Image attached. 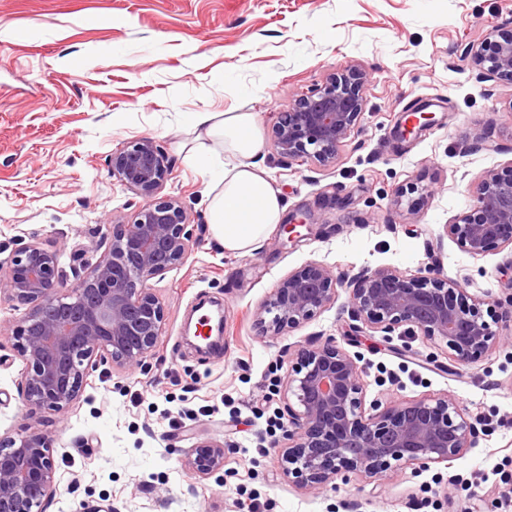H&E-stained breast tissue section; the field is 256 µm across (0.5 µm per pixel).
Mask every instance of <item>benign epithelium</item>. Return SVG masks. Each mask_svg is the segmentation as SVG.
<instances>
[{
  "label": "benign epithelium",
  "mask_w": 512,
  "mask_h": 512,
  "mask_svg": "<svg viewBox=\"0 0 512 512\" xmlns=\"http://www.w3.org/2000/svg\"><path fill=\"white\" fill-rule=\"evenodd\" d=\"M465 57L481 78L512 81V37L483 40ZM366 76L333 73L312 94L295 100L273 130L280 158L335 162L365 99ZM434 123L428 112H412L399 127L405 139ZM168 161L150 138L131 141L112 153V177L149 197L127 223L112 224L109 252L66 292L61 252L30 242L0 259V296L26 307L12 331L13 351L23 363L18 381L32 415L65 416L75 409L90 370L111 364L129 374L145 366L166 325L164 304L150 281L180 266L197 241L184 203L150 199L168 180ZM443 235L471 256L512 248V164L487 173L477 184L470 211L443 227ZM347 294L357 329L386 336L396 330L445 344L456 367H469L512 341L496 326L512 324V277L505 300L485 302L457 279L432 265L415 273L395 268L364 269L340 277L312 261L284 277L256 311L266 335L281 336L314 319ZM272 315L266 319L265 315ZM224 315L204 331V344L185 334L198 351L223 339ZM286 403L280 458L282 472L297 484L320 490L345 472L379 478L414 466L426 469L478 445L480 431L455 399L389 397L365 405L357 359L334 340L308 341L296 352L282 381ZM224 444L201 441L184 460L185 470L204 477L224 468ZM58 493L53 441L37 425L0 435V512H46Z\"/></svg>",
  "instance_id": "1"
}]
</instances>
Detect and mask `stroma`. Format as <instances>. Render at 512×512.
I'll return each instance as SVG.
<instances>
[{"instance_id":"35a3bbf8","label":"stroma","mask_w":512,"mask_h":512,"mask_svg":"<svg viewBox=\"0 0 512 512\" xmlns=\"http://www.w3.org/2000/svg\"><path fill=\"white\" fill-rule=\"evenodd\" d=\"M510 34L512 0H0V255L31 241L63 249L61 287L71 288L75 271L108 250L113 222L145 201L112 177L113 152L142 137L170 163L162 195L206 223L202 168L225 158L192 128L196 112L255 113V162L279 189L283 217L321 218L301 241L283 244L275 231L247 255L205 231L184 264L153 280L167 321L144 371L99 366L67 418L36 420L54 441L60 481L47 512H244L253 498L261 512H504L512 345L452 372L443 343L348 337L342 295L275 338L254 313L315 260L350 276L414 272L433 256L469 294L505 299L512 251L470 256L443 227L469 211L482 176L512 164V82L478 79L464 57L469 45ZM349 69L366 76V104L335 162H282L272 146L281 113ZM416 106L434 124L398 138ZM203 301L224 305L223 352L183 338ZM18 318L0 301V434L35 421L17 391L23 364L5 345ZM317 335L359 356L367 400L453 395L485 427L478 446L379 481L352 474L318 492L296 486L278 465L279 379ZM199 439L230 446L223 469L203 479L183 466Z\"/></svg>"}]
</instances>
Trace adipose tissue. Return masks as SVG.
Listing matches in <instances>:
<instances>
[{
    "instance_id": "adipose-tissue-1",
    "label": "adipose tissue",
    "mask_w": 512,
    "mask_h": 512,
    "mask_svg": "<svg viewBox=\"0 0 512 512\" xmlns=\"http://www.w3.org/2000/svg\"><path fill=\"white\" fill-rule=\"evenodd\" d=\"M195 126L222 145L231 161L211 171L206 186L207 216L215 238L225 250L251 253L281 220L280 192L253 161L261 149L252 112H197Z\"/></svg>"
}]
</instances>
